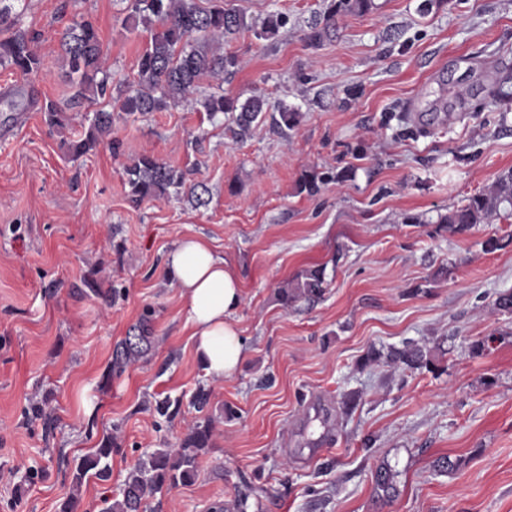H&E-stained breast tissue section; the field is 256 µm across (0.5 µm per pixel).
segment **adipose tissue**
I'll list each match as a JSON object with an SVG mask.
<instances>
[{
  "label": "adipose tissue",
  "mask_w": 512,
  "mask_h": 512,
  "mask_svg": "<svg viewBox=\"0 0 512 512\" xmlns=\"http://www.w3.org/2000/svg\"><path fill=\"white\" fill-rule=\"evenodd\" d=\"M164 271L183 303L195 355L207 377H232L246 356L235 315L242 302L239 273L207 239L188 236L166 254Z\"/></svg>",
  "instance_id": "adipose-tissue-1"
}]
</instances>
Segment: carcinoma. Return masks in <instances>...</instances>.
Segmentation results:
<instances>
[{"label": "carcinoma", "mask_w": 512, "mask_h": 512, "mask_svg": "<svg viewBox=\"0 0 512 512\" xmlns=\"http://www.w3.org/2000/svg\"><path fill=\"white\" fill-rule=\"evenodd\" d=\"M375 8L374 0H329L305 34V41L317 49L334 35L338 17L364 15ZM128 10L125 29L130 33L141 29L149 33V41L138 56L134 80L118 88L120 111L161 112L180 102L192 101L196 109L212 118L219 114L232 115L233 133L241 139L247 136L267 112L264 97L253 94L243 101L238 96L222 94L196 97L202 81H222L224 74L238 66L236 55L221 51V42L246 28L244 15L224 7L223 0H213L208 6L201 5L200 0H129ZM60 57L76 88V98L94 100L112 90L111 74L104 67L103 45L90 21L82 20L65 30L60 40ZM0 66L30 76L39 72L41 60L26 34L16 31L0 40ZM46 112L49 126L58 131L66 128L63 109L50 103ZM277 114V124L287 130L295 129L300 123V113L286 104L277 106ZM110 135L112 112L100 108L93 112L85 137L69 142V152L79 157ZM125 174L134 203L165 197L184 185L182 172L148 155L140 156L126 167ZM330 179L332 175L328 173L307 171L298 183V191L313 195ZM503 213L512 214V170L498 175L489 186L470 196L464 206L442 216L440 223L448 225L453 233L465 234L478 224L491 223ZM325 289L324 269H306L281 290V297L285 304L292 305L300 300L319 299ZM150 316L149 311L143 316L138 335L116 344L111 372L121 374L145 356L152 339ZM388 360L403 371L421 370L430 365L428 353L411 341L392 349ZM210 439V425L197 423L187 428L180 447L158 448L142 457L128 472L120 497L104 500L107 507L102 512H147L149 500L163 490L193 482L200 457L209 452ZM113 452L109 441L77 461L73 492L60 504L59 512H81L79 490L84 478L92 473L101 481L108 480ZM395 478L396 473L390 467H379L374 476L375 493L381 498L393 496L397 491Z\"/></svg>", "instance_id": "cac0c4a2"}]
</instances>
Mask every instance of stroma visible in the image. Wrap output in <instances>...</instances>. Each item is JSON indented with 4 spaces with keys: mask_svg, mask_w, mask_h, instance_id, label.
<instances>
[{
    "mask_svg": "<svg viewBox=\"0 0 512 512\" xmlns=\"http://www.w3.org/2000/svg\"><path fill=\"white\" fill-rule=\"evenodd\" d=\"M228 2L248 25L224 44L240 65L200 94L261 93L299 109L296 129L267 117L239 140L229 116L188 103L128 115L109 98L74 101L61 33L88 18L113 83L133 80L146 36L124 30L128 0L15 4L42 67L30 79L0 67V512H58L75 461L109 439L110 480L81 486L85 512H101L141 456L205 421L195 480L152 512L230 510L242 496L248 512H512V315L494 309L512 290V244L482 249L512 217L464 235L440 222L512 169V102L484 107L498 86L512 92V0H375L318 49L304 33L322 0ZM271 12L286 25L257 38ZM49 103L65 131L46 123ZM95 106L111 109L119 145L72 158L66 142ZM143 155L183 171L179 194L130 201L125 169ZM311 167L330 175L313 196L297 189ZM188 235L241 278L247 353L221 382L197 361L164 273ZM318 266L324 295L284 306L280 287ZM146 314L150 350L111 373ZM406 339L432 368L386 362ZM370 352L378 363L362 366ZM442 456L454 472L434 470ZM383 464L397 474L389 499L374 491Z\"/></svg>",
    "mask_w": 512,
    "mask_h": 512,
    "instance_id": "35a3bbf8",
    "label": "stroma"
}]
</instances>
